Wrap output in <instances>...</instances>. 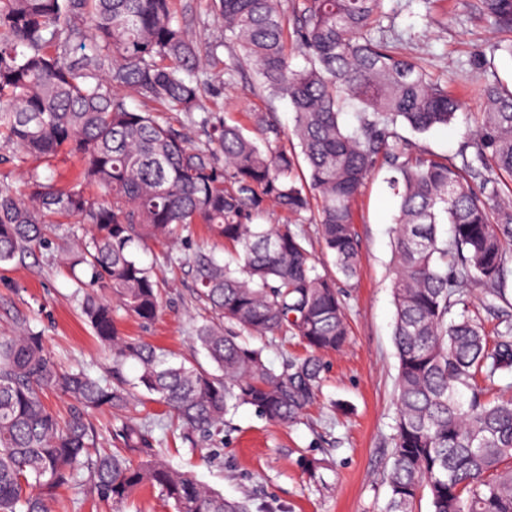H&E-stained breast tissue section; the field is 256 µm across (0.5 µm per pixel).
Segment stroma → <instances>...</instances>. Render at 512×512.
<instances>
[{
    "label": "stroma",
    "instance_id": "35a3bbf8",
    "mask_svg": "<svg viewBox=\"0 0 512 512\" xmlns=\"http://www.w3.org/2000/svg\"><path fill=\"white\" fill-rule=\"evenodd\" d=\"M175 6L188 10L198 42L214 48L207 56L206 109L242 124L249 113L272 112L285 129H292L287 101L268 100L243 78L224 82L228 55L211 0H175ZM378 27L391 32L397 51L418 58L433 80L465 100L451 128L420 137L431 153L458 157L483 109L485 84L496 80L512 88V58L494 50L511 41L512 34L491 27L479 15L476 0H384ZM34 170L63 186L74 164L59 157L19 167L0 164V183L21 186ZM383 179V173L373 175L354 204L361 264L356 277L341 285L350 335L341 351L322 357L317 404L292 427L269 423L253 407H240L225 418L220 448H194L172 430L163 433L162 448L173 466L192 471L225 499L247 500L249 512H386L383 478L391 464L398 365L391 288L397 205ZM184 236L178 251L154 242L143 255L165 284L160 315L148 324L119 320L126 334L178 361L192 358L195 329L210 317L196 297L186 257L200 245L224 246L202 224L191 225ZM82 301L83 292L57 245L38 249L22 262L0 264V336L27 324L41 332L57 363L103 375L112 359L84 323ZM313 462L323 464L324 484L311 479Z\"/></svg>",
    "mask_w": 512,
    "mask_h": 512
}]
</instances>
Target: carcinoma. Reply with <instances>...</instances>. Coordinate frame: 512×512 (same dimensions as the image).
Here are the masks:
<instances>
[{
    "mask_svg": "<svg viewBox=\"0 0 512 512\" xmlns=\"http://www.w3.org/2000/svg\"><path fill=\"white\" fill-rule=\"evenodd\" d=\"M381 2L297 0L290 29L282 0H213L233 69L252 66L259 91L288 100L294 125L288 133L275 113L254 112L247 133L211 114L194 145L167 117L203 111L204 93L203 56L173 0H0V164L59 154L79 163L66 187L35 172L21 190L0 183V264L42 245L51 217L64 240V220L88 225L63 257L86 276L83 314L112 356L109 375L94 377L58 368L26 326L0 338V512H53L59 491L81 480L118 508L148 488L172 512H248L166 460L153 425L127 416L135 391L153 396L192 446L215 440L240 406L297 423L319 393V355L347 342L336 281L357 272L352 203L381 170L398 205L387 512H415L425 496L430 512H512V398L489 397L495 378L512 373V198L500 188L512 180V90L485 85L461 163L429 153L402 131L446 129L463 102L372 36ZM477 2L512 33V0ZM289 137L300 152L284 147ZM313 196L333 273L312 261L298 225L260 223L274 209L312 212ZM189 224L208 225L231 256L204 247L188 256L212 313L195 336L209 368L175 363L118 328L120 311L156 318L163 284L139 252L177 243ZM472 286L496 320L491 340L469 315ZM235 327L296 336L308 353L278 371ZM48 393L69 401L65 420ZM103 408L114 415L107 448L88 421Z\"/></svg>",
    "mask_w": 512,
    "mask_h": 512,
    "instance_id": "cac0c4a2",
    "label": "carcinoma"
}]
</instances>
